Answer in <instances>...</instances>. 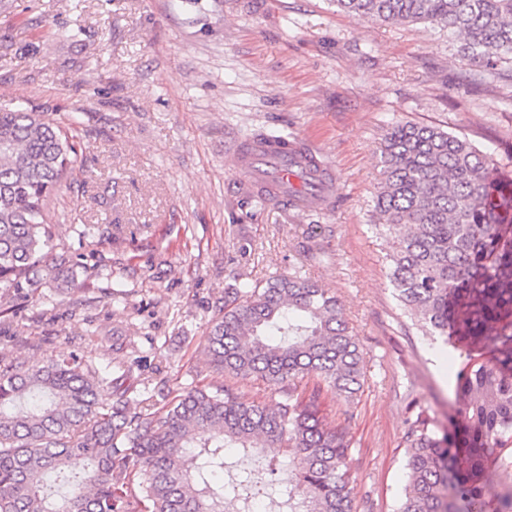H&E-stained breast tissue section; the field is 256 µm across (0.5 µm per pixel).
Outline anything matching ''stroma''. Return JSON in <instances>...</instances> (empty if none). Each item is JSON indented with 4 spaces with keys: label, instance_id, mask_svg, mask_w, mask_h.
Returning a JSON list of instances; mask_svg holds the SVG:
<instances>
[{
    "label": "stroma",
    "instance_id": "35a3bbf8",
    "mask_svg": "<svg viewBox=\"0 0 512 512\" xmlns=\"http://www.w3.org/2000/svg\"><path fill=\"white\" fill-rule=\"evenodd\" d=\"M0 108L74 124L84 160L51 199L78 285L0 288V359L129 367L156 403L222 385L271 403L266 382L210 365L205 348L225 289L298 273L339 299L365 354L358 399L326 387L319 400L326 424L348 426L354 512H396L407 421L421 410L447 428L462 357L393 295L377 148L395 124L432 125L512 178V67L472 64L446 28L335 0H14L0 10ZM272 130L335 167L332 208L255 198L231 147ZM87 224L99 243L81 238Z\"/></svg>",
    "mask_w": 512,
    "mask_h": 512
}]
</instances>
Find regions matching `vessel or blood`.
<instances>
[{
	"mask_svg": "<svg viewBox=\"0 0 512 512\" xmlns=\"http://www.w3.org/2000/svg\"><path fill=\"white\" fill-rule=\"evenodd\" d=\"M235 167L253 174L257 194L305 211L333 203L336 172L300 138L240 142L232 156Z\"/></svg>",
	"mask_w": 512,
	"mask_h": 512,
	"instance_id": "vessel-or-blood-1",
	"label": "vessel or blood"
}]
</instances>
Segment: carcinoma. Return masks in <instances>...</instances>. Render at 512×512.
Masks as SVG:
<instances>
[{"label": "carcinoma", "mask_w": 512, "mask_h": 512, "mask_svg": "<svg viewBox=\"0 0 512 512\" xmlns=\"http://www.w3.org/2000/svg\"><path fill=\"white\" fill-rule=\"evenodd\" d=\"M384 22H428L482 66L512 61V0H336ZM75 135L34 109H0V288L74 282L46 259L48 201L72 178ZM378 224L399 306L426 336L451 339L458 416L439 432L417 413L406 438L397 512H512V180L491 155L438 127L398 123L380 147ZM211 362L261 377L280 401L192 388L159 410H132L130 371L103 378L77 357L0 367V512H248L251 474L224 484V449L286 448L276 489L286 512H353L346 428L319 418L315 376L351 401L366 361L336 297L298 275L224 289ZM497 483L501 494L487 495Z\"/></svg>", "instance_id": "carcinoma-1"}]
</instances>
